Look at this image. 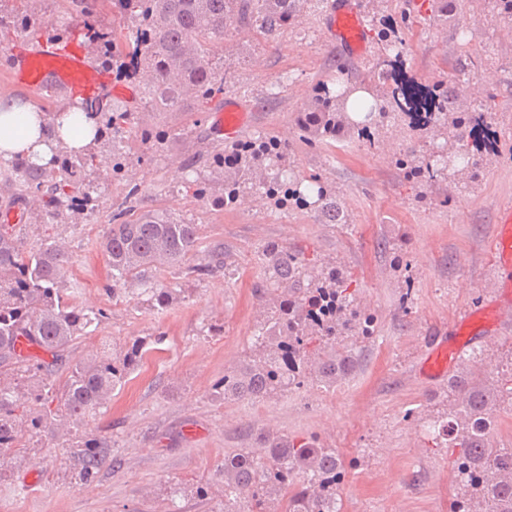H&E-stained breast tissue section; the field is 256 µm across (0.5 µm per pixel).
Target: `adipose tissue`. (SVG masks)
Returning a JSON list of instances; mask_svg holds the SVG:
<instances>
[{"instance_id": "obj_1", "label": "adipose tissue", "mask_w": 512, "mask_h": 512, "mask_svg": "<svg viewBox=\"0 0 512 512\" xmlns=\"http://www.w3.org/2000/svg\"><path fill=\"white\" fill-rule=\"evenodd\" d=\"M40 112L29 107L0 104V156L17 154L43 164L52 157V150L42 137Z\"/></svg>"}]
</instances>
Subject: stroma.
<instances>
[{
  "label": "stroma",
  "instance_id": "35a3bbf8",
  "mask_svg": "<svg viewBox=\"0 0 512 512\" xmlns=\"http://www.w3.org/2000/svg\"><path fill=\"white\" fill-rule=\"evenodd\" d=\"M329 4L315 0L306 22L274 43L229 33L224 93L204 110L152 112L140 97L113 96V106L131 109L133 126L163 128L168 139L147 154L139 139L129 138L126 151L136 163L125 179L106 182L87 223L67 234L69 277L79 282L85 304L108 309L101 335L160 341L89 424L111 440L116 463L82 484L55 454L32 460L0 483V512H165L169 481L208 480L225 452L255 447L263 431L315 436L335 449L346 468L344 512H448L455 456L436 447L432 423L448 406V383L421 378L419 358L432 336L494 284L491 238L499 211L512 206V22L466 5L444 28L433 8L418 10L415 0L361 4L373 27L384 15H409L406 59L418 83L448 76L469 54L489 93L485 110L501 133L502 156L443 206L438 187L404 182L394 165V149L432 143L406 125L389 128L387 150L353 138L329 150L304 141L295 117L310 105L314 84L340 63L367 72L380 54L375 44L359 60L337 51L326 30ZM228 97L239 98L250 114L242 140L286 141L297 176H318L335 187L346 223L325 224L310 211L263 204L223 209L194 197L188 183L195 171L210 173L212 155L233 148L211 119ZM133 185L144 208L192 220L205 240L223 242L232 278L181 280L184 294L161 314L105 295L110 268L100 237ZM269 243L350 273L355 297L378 316V329L355 371L336 386L313 381L269 398L220 402L212 383L249 361L255 290L266 279L258 252ZM208 321L222 322L223 334L200 336ZM481 368L490 384L512 370L511 329L489 340Z\"/></svg>",
  "mask_w": 512,
  "mask_h": 512
}]
</instances>
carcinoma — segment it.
Segmentation results:
<instances>
[{"label":"carcinoma","instance_id":"cac0c4a2","mask_svg":"<svg viewBox=\"0 0 512 512\" xmlns=\"http://www.w3.org/2000/svg\"><path fill=\"white\" fill-rule=\"evenodd\" d=\"M0 8V35L30 26L56 40H77L119 76L135 83L154 112L179 104L204 106L224 93V57L218 46L224 35L254 31L267 41L300 25L311 0H109L112 24L100 19L98 0H79L71 20L48 27L32 8L43 0H14ZM438 18L448 25L460 0H434ZM409 18L383 22L381 40L387 54L354 83L345 67L337 78L313 87L312 105L297 125L310 145H330L346 133L370 146L384 142L385 127L401 122L439 140V150L393 153L404 177L444 186L443 203L500 158L498 136L478 99L473 61L460 60L449 80L421 85L399 79L393 59L400 57V32ZM362 89L370 98L349 101ZM98 125L97 138L79 154L61 147L39 166L20 156L4 161L5 181L15 186L31 210L48 218L56 234L26 245L17 225L0 219V453L20 454L44 448L55 437L58 422L79 426L106 407L112 392L124 386L142 364L153 341L133 336L123 342L101 337L86 356L72 359L69 346L92 335L108 318L107 309L79 301V285L67 279L71 255L63 234L86 217L93 201L89 176L102 167V150L112 148L111 175L124 176L128 154L121 143L136 136L150 148L164 144L166 133L134 129L127 109L112 107L105 97L77 106ZM286 147L273 137L244 142L217 159L218 188L194 180V195L209 197L220 207L234 206L257 194L282 209L310 210L327 224H345L347 215L336 191L318 177L303 182L286 169ZM138 187L129 188L125 206L112 214L100 247L108 258L111 282L106 294L129 295L149 310L171 306L184 289L162 283L170 271L196 281L226 274L224 245L202 246L200 225L167 212H136ZM200 257V262L188 260ZM266 287L250 362L242 371L225 370L213 386L221 399L256 400L315 379L336 383L351 374L359 359L352 336H374L376 318L358 308L352 281L330 265L306 261L301 251L275 244L262 250ZM25 340L26 355L16 344ZM512 401V375L493 389L476 382L472 369L448 377V411L441 421L442 445L457 449L454 476L458 490L450 512H512V448L493 444L495 405ZM66 461L79 481H94L112 464V444L86 431L64 444ZM345 469L336 449L317 439L282 440L269 432L258 447L224 454L215 480L188 487L169 482L171 504L187 497H206L222 487L224 500L216 512H342L339 489Z\"/></svg>","mask_w":512,"mask_h":512}]
</instances>
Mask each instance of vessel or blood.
Masks as SVG:
<instances>
[{
	"instance_id": "obj_1",
	"label": "vessel or blood",
	"mask_w": 512,
	"mask_h": 512,
	"mask_svg": "<svg viewBox=\"0 0 512 512\" xmlns=\"http://www.w3.org/2000/svg\"><path fill=\"white\" fill-rule=\"evenodd\" d=\"M327 31L337 49L357 59L367 51L371 30L358 0H331L326 19ZM10 89L36 92L51 88L67 97L94 98L112 90V82L94 61L90 51L71 44L41 37L23 38L7 49ZM247 122L242 104L226 99L215 113L213 126L218 135L231 140L239 137ZM493 261L500 272L495 295L454 318L446 334L434 337L420 362L425 379H446L463 351L485 337L512 324V209L500 211L492 245Z\"/></svg>"
}]
</instances>
